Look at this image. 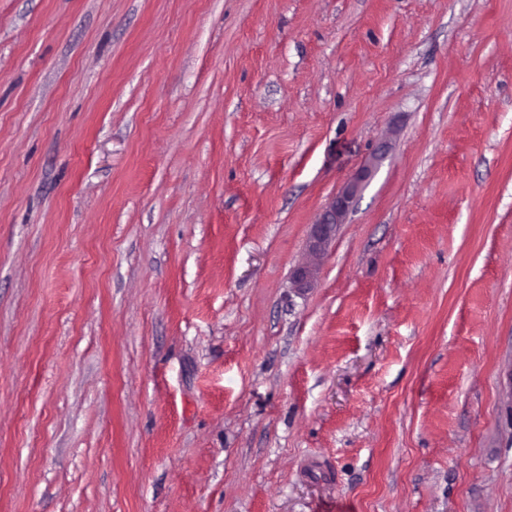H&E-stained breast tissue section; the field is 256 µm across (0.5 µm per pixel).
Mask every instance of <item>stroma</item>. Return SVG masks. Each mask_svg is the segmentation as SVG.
Wrapping results in <instances>:
<instances>
[{
	"mask_svg": "<svg viewBox=\"0 0 512 512\" xmlns=\"http://www.w3.org/2000/svg\"><path fill=\"white\" fill-rule=\"evenodd\" d=\"M335 507L512 512V0H0V512ZM368 176V170L351 179L341 191L329 202L316 224H312L305 259L293 272L292 282L295 292L301 294L311 288L319 263L336 229L343 224V219L352 207L359 185Z\"/></svg>",
	"mask_w": 512,
	"mask_h": 512,
	"instance_id": "obj_1",
	"label": "stroma"
}]
</instances>
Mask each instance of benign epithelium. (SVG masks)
I'll use <instances>...</instances> for the list:
<instances>
[{"mask_svg":"<svg viewBox=\"0 0 512 512\" xmlns=\"http://www.w3.org/2000/svg\"><path fill=\"white\" fill-rule=\"evenodd\" d=\"M367 176L368 171L365 170L348 181L341 191L329 202L317 223L312 225L305 259L293 272L292 282L295 292L301 294L311 288L322 256L336 235V229L343 223L346 213L352 207L360 183Z\"/></svg>","mask_w":512,"mask_h":512,"instance_id":"1","label":"benign epithelium"}]
</instances>
